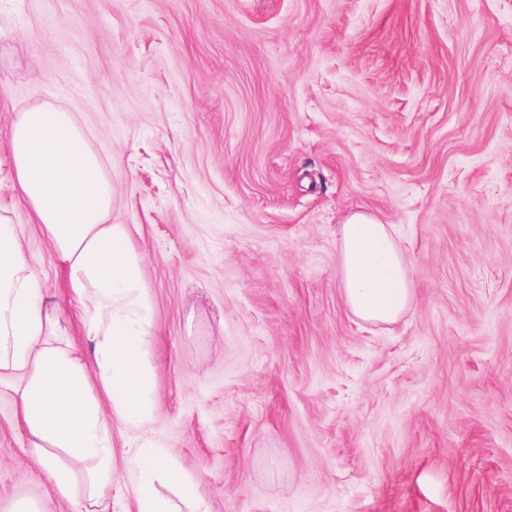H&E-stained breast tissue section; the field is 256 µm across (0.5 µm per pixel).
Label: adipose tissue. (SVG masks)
Listing matches in <instances>:
<instances>
[{
	"label": "adipose tissue",
	"instance_id": "obj_1",
	"mask_svg": "<svg viewBox=\"0 0 512 512\" xmlns=\"http://www.w3.org/2000/svg\"><path fill=\"white\" fill-rule=\"evenodd\" d=\"M0 184L18 185L45 239L66 266L81 304L86 354L55 330L58 304L38 284L19 227L0 208V377L16 378L30 444L58 493L75 506L95 503L112 484L114 443L108 420L139 430L130 470L139 512H212L178 461L143 435L154 404L147 369L152 302L142 258L125 225L111 224L112 184L73 116L50 103L18 114ZM337 272L347 305L371 322L396 321L411 297L407 259L392 231L372 215H350L340 228ZM96 365L111 417H104L83 357ZM177 488V498L158 485Z\"/></svg>",
	"mask_w": 512,
	"mask_h": 512
}]
</instances>
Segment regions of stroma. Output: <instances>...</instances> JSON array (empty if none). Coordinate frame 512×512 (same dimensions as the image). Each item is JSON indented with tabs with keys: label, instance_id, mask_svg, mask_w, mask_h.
I'll return each instance as SVG.
<instances>
[{
	"label": "stroma",
	"instance_id": "35a3bbf8",
	"mask_svg": "<svg viewBox=\"0 0 512 512\" xmlns=\"http://www.w3.org/2000/svg\"><path fill=\"white\" fill-rule=\"evenodd\" d=\"M71 112L153 305L147 433L212 512H512V0H0V157ZM40 285L65 268L18 189ZM355 212L412 300L357 317ZM0 383V512H75ZM107 512H137L127 437ZM337 272L347 305L371 322L396 321L411 297L407 259L394 234L372 215L354 213L340 228Z\"/></svg>",
	"mask_w": 512,
	"mask_h": 512
}]
</instances>
